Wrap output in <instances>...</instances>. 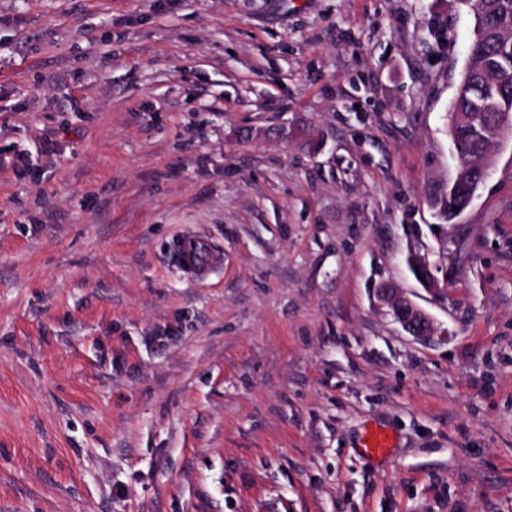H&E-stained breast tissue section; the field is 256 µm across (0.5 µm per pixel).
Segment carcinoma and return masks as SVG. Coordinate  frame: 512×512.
I'll list each match as a JSON object with an SVG mask.
<instances>
[{"mask_svg":"<svg viewBox=\"0 0 512 512\" xmlns=\"http://www.w3.org/2000/svg\"><path fill=\"white\" fill-rule=\"evenodd\" d=\"M479 31L470 47L469 62L451 104V142L459 150L461 181L437 202L442 219L466 201L471 182L480 178L471 163L482 159L493 142L494 119L509 115L512 130V0H474Z\"/></svg>","mask_w":512,"mask_h":512,"instance_id":"cac0c4a2","label":"carcinoma"}]
</instances>
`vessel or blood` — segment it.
<instances>
[{
	"mask_svg": "<svg viewBox=\"0 0 512 512\" xmlns=\"http://www.w3.org/2000/svg\"><path fill=\"white\" fill-rule=\"evenodd\" d=\"M167 255L172 271L182 280L201 284L224 264V250L212 239L191 232L177 234L167 244ZM358 448L373 460H385L390 456L391 443L388 434L379 428L365 431Z\"/></svg>",
	"mask_w": 512,
	"mask_h": 512,
	"instance_id": "obj_1",
	"label": "vessel or blood"
}]
</instances>
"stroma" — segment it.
<instances>
[{
  "instance_id": "35a3bbf8",
  "label": "stroma",
  "mask_w": 512,
  "mask_h": 512,
  "mask_svg": "<svg viewBox=\"0 0 512 512\" xmlns=\"http://www.w3.org/2000/svg\"><path fill=\"white\" fill-rule=\"evenodd\" d=\"M474 28L471 0H0V512H512V142L432 206ZM186 231L211 286L167 263ZM172 271L182 280L202 284L224 265V249L212 239L191 232L177 234L167 244ZM374 296L379 304L389 306L397 323L415 339H426L433 335V322L429 315L414 303L399 296L393 288L382 286L373 288ZM391 447L388 434L379 428L366 429L358 443L360 452L373 460L388 459Z\"/></svg>"
}]
</instances>
